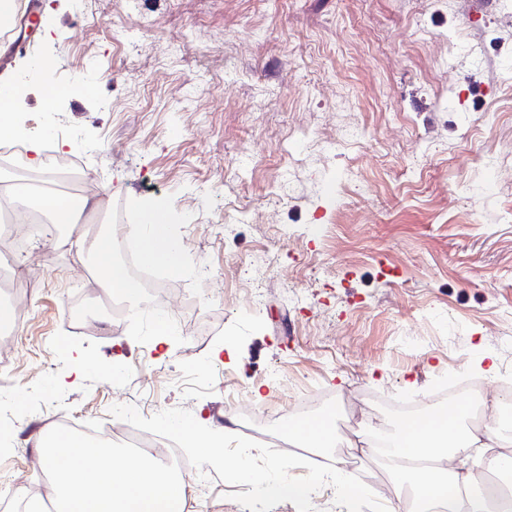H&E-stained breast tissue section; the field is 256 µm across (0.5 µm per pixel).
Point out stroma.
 <instances>
[{"label": "stroma", "instance_id": "35a3bbf8", "mask_svg": "<svg viewBox=\"0 0 512 512\" xmlns=\"http://www.w3.org/2000/svg\"><path fill=\"white\" fill-rule=\"evenodd\" d=\"M505 0H52L0 73L33 58L90 97L19 106L26 138L78 158L79 193L161 198L189 266L129 329L113 295L66 319L91 258L19 262L26 321L0 344L17 402L0 499L70 475L39 432L184 408L216 431L295 419L302 394L357 412L426 398L483 356L512 372V24ZM210 279H201L196 263ZM204 326L208 335H197ZM233 353H224L225 343ZM86 361L75 368L72 351Z\"/></svg>", "mask_w": 512, "mask_h": 512}]
</instances>
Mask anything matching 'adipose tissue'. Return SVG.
<instances>
[{
    "label": "adipose tissue",
    "mask_w": 512,
    "mask_h": 512,
    "mask_svg": "<svg viewBox=\"0 0 512 512\" xmlns=\"http://www.w3.org/2000/svg\"><path fill=\"white\" fill-rule=\"evenodd\" d=\"M39 87L46 109L57 100L72 96L71 88L57 85L51 67L44 61H30L23 78L0 76V142L20 136L16 112L31 87ZM12 200L20 209H38L53 224L61 225L63 240L76 252L90 253L99 273L96 283L126 301L137 302L140 290L115 261L111 234L88 238L80 224L85 211L94 209L92 199L31 195L27 189H15ZM138 222L139 259L143 265L162 268L178 276L185 270L183 251L168 231L164 200L131 199ZM467 409L458 403L423 412L399 426L392 446L408 458H432V467L421 470L392 468L391 480L397 490H409V512H489L486 500L471 471L460 470L456 458L468 451L484 455L505 447L506 441L493 427L462 430ZM72 461L75 477L56 483L58 512H183L186 482L163 468L156 459L143 453L119 452L98 446L74 434L58 440L42 439L40 459L53 465L59 454Z\"/></svg>",
    "instance_id": "adipose-tissue-1"
}]
</instances>
